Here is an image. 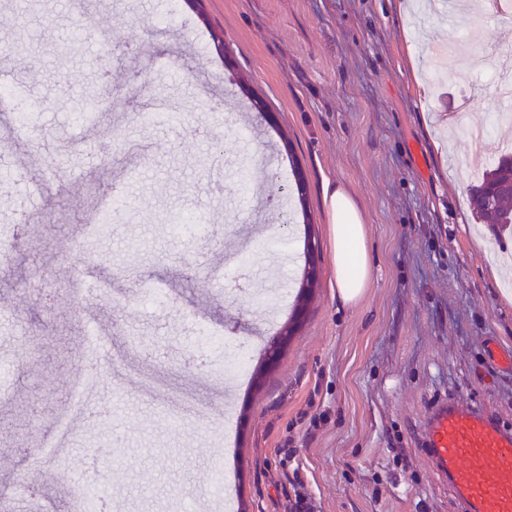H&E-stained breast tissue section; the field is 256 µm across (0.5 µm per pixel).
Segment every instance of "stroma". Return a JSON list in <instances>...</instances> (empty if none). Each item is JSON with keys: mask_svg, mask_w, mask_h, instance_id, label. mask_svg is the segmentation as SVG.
Wrapping results in <instances>:
<instances>
[{"mask_svg": "<svg viewBox=\"0 0 512 512\" xmlns=\"http://www.w3.org/2000/svg\"><path fill=\"white\" fill-rule=\"evenodd\" d=\"M413 2L0 0V154L27 186L0 225L29 218L0 255L13 512H78L107 454L108 512H224L228 486L238 512H282L295 481L318 512H462L425 424L449 400L512 426V370L489 355L512 351V274L491 271L512 234L468 206L469 169L503 151L485 73L512 59V27L466 10L416 24ZM245 86L265 105L246 126ZM329 179L363 220L369 282L348 303ZM91 331L96 421L42 459Z\"/></svg>", "mask_w": 512, "mask_h": 512, "instance_id": "1", "label": "stroma"}]
</instances>
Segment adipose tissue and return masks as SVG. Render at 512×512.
I'll return each instance as SVG.
<instances>
[{"label":"adipose tissue","instance_id":"1","mask_svg":"<svg viewBox=\"0 0 512 512\" xmlns=\"http://www.w3.org/2000/svg\"><path fill=\"white\" fill-rule=\"evenodd\" d=\"M323 199L336 262V293L346 302L357 299L368 283L361 212L339 183H325Z\"/></svg>","mask_w":512,"mask_h":512}]
</instances>
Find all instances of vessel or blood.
<instances>
[{"mask_svg": "<svg viewBox=\"0 0 512 512\" xmlns=\"http://www.w3.org/2000/svg\"><path fill=\"white\" fill-rule=\"evenodd\" d=\"M426 429L431 465L465 512H512V427L448 403Z\"/></svg>", "mask_w": 512, "mask_h": 512, "instance_id": "1", "label": "vessel or blood"}]
</instances>
